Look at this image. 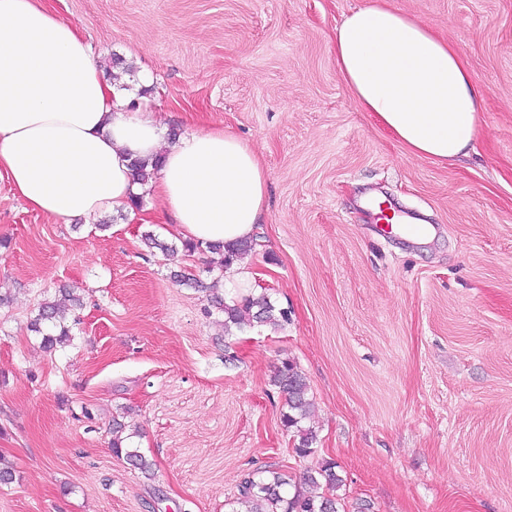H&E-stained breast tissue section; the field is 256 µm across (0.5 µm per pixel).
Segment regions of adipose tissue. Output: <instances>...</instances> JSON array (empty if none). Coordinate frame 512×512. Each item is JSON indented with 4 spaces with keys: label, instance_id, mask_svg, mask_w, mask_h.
<instances>
[{
    "label": "adipose tissue",
    "instance_id": "adipose-tissue-1",
    "mask_svg": "<svg viewBox=\"0 0 512 512\" xmlns=\"http://www.w3.org/2000/svg\"><path fill=\"white\" fill-rule=\"evenodd\" d=\"M336 65L364 111L408 153L453 162L478 132L460 53L384 0L347 15ZM88 43L40 0H0V173L28 208L56 219L125 212L142 188L130 163L162 159L152 190L176 235L232 243L263 211L267 172L245 141L203 127L165 143L150 112H129Z\"/></svg>",
    "mask_w": 512,
    "mask_h": 512
}]
</instances>
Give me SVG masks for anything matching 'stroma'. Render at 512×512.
<instances>
[{"mask_svg": "<svg viewBox=\"0 0 512 512\" xmlns=\"http://www.w3.org/2000/svg\"><path fill=\"white\" fill-rule=\"evenodd\" d=\"M75 25L130 110L166 132L228 129L260 155L267 207L237 283L179 248L156 200L96 222L30 210L0 177V512H231L243 479L301 485L336 462L341 512H512V0H388L448 39L481 100L475 145L443 165L364 112L333 34L370 0H43ZM433 226L388 233L377 203ZM153 232L176 245L148 251ZM184 269L267 295L281 328L224 331ZM71 346L29 329L59 286ZM305 377L301 458L272 383ZM155 463L110 448L113 420Z\"/></svg>", "mask_w": 512, "mask_h": 512, "instance_id": "1", "label": "stroma"}]
</instances>
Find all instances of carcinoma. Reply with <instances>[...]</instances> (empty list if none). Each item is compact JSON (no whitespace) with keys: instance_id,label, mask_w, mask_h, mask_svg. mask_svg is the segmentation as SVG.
Wrapping results in <instances>:
<instances>
[{"instance_id":"carcinoma-1","label":"carcinoma","mask_w":512,"mask_h":512,"mask_svg":"<svg viewBox=\"0 0 512 512\" xmlns=\"http://www.w3.org/2000/svg\"><path fill=\"white\" fill-rule=\"evenodd\" d=\"M131 168L136 180L145 185L154 178L160 168V160L156 159L148 165L140 159H135L131 163ZM253 248L254 242L250 238L233 244L222 242L206 244L208 252L220 256L219 267L222 270L231 269L234 263L248 256ZM206 291L212 306L224 315V329L227 332L233 327L239 328L251 321L275 329L288 320L287 312L277 308L263 294L257 297L248 295L228 301L211 286L207 287ZM30 328L31 331L41 335L42 347L49 351L65 346L74 339L72 327L60 317L57 304L50 301L42 303L39 307L38 314L30 323ZM273 385L285 395L288 411L283 414V425L296 433L295 454L302 458L313 455L316 452L313 444L317 440V435L314 430L301 426L303 420L310 418L314 408L305 379L293 363L285 360L277 368ZM137 434L136 430L126 429L125 424L114 422L111 439L112 453L125 459L144 477L150 478L154 474L155 463L147 459L134 446L133 438ZM335 468V463L328 460L322 461L317 468L305 474L304 481L309 491L305 493L298 491L291 497L286 496L285 486L288 485V480L282 473L270 471L265 476H248L240 485L239 496L236 498L238 509L234 512H338L336 498L317 492L322 484L331 489L340 485L342 479L336 474Z\"/></svg>"}]
</instances>
